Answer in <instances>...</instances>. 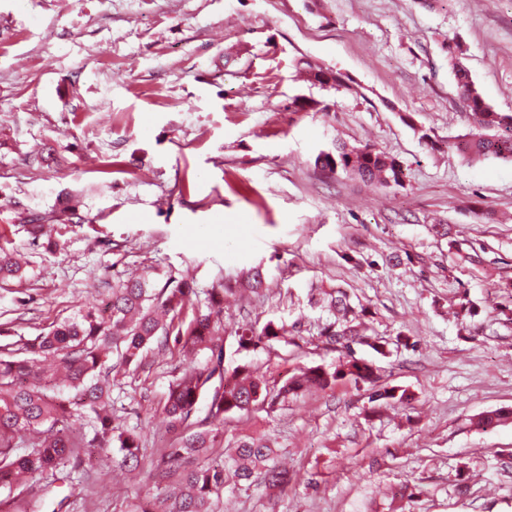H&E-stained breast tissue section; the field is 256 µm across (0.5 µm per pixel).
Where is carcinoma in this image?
<instances>
[{
  "label": "carcinoma",
  "mask_w": 512,
  "mask_h": 512,
  "mask_svg": "<svg viewBox=\"0 0 512 512\" xmlns=\"http://www.w3.org/2000/svg\"><path fill=\"white\" fill-rule=\"evenodd\" d=\"M467 112L472 132L450 145L463 160L512 162V113L498 112L486 103L461 62V43L450 38L442 45ZM304 70L323 87L339 89L343 76L310 63ZM315 167L355 174L381 188L404 186L400 161L372 145L337 142L321 151ZM14 248L0 246V283L22 280ZM321 307L333 320L320 335L341 348L338 363L303 368L283 382L256 375L247 364L224 366V285L197 288L169 277L157 288L152 271L112 287L110 315L94 307L58 323L32 339L19 337L0 345V512H13L16 497L28 490V480L41 476L52 482L70 478L84 459L115 451L113 462L140 466L142 434L123 426L112 409L117 377L139 368L149 350H167L169 341L201 354V364H186L169 383L162 413L176 438L154 463L168 479L156 494L138 499L135 512H220L224 488L262 480L280 491L291 476L277 462V450L265 436L225 441L224 419L234 414L283 406L301 392L325 390L349 380L369 386V400L379 406H403L411 400L405 389L379 388L374 368L355 357L353 345L363 339L359 312L341 290L327 294ZM235 353L269 351L288 342L285 323L269 320L235 332ZM206 411L203 420L197 419ZM84 418L89 431L77 435L71 426ZM512 419V410L485 411L470 419L476 430H487ZM227 446L224 456L217 449Z\"/></svg>",
  "instance_id": "obj_1"
}]
</instances>
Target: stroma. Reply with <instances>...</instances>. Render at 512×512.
Returning a JSON list of instances; mask_svg holds the SVG:
<instances>
[{
	"instance_id": "obj_1",
	"label": "stroma",
	"mask_w": 512,
	"mask_h": 512,
	"mask_svg": "<svg viewBox=\"0 0 512 512\" xmlns=\"http://www.w3.org/2000/svg\"><path fill=\"white\" fill-rule=\"evenodd\" d=\"M452 37L487 102L512 113V0H0V235L23 253L33 296L23 306L21 286L0 287V328L31 338L132 271L152 267L159 287L187 271L228 288L226 362L238 327L294 324L291 343L249 356L281 378L337 360L310 301L346 291L367 337L388 343L383 355L356 345L357 357L412 393L410 407L340 381L227 417L226 436L275 440L294 481L225 488L224 512H512V422L469 426L512 409V320L496 286L512 279V164L447 149L470 129L442 50ZM303 62L350 83L305 82ZM417 125L440 150L424 149ZM339 140L396 156L405 187L316 168ZM65 204L81 225L31 239L27 224ZM474 243L481 263H462ZM463 294L478 309L467 332L454 316ZM188 358L148 352L112 390L147 451L169 437L160 402ZM150 469L137 481L99 462L87 482L37 476L31 490L70 497L73 512H130ZM404 485L414 502L392 499ZM512 410L497 409L485 411L475 415L470 419V425L476 430H487L496 427L499 424L511 421Z\"/></svg>"
}]
</instances>
